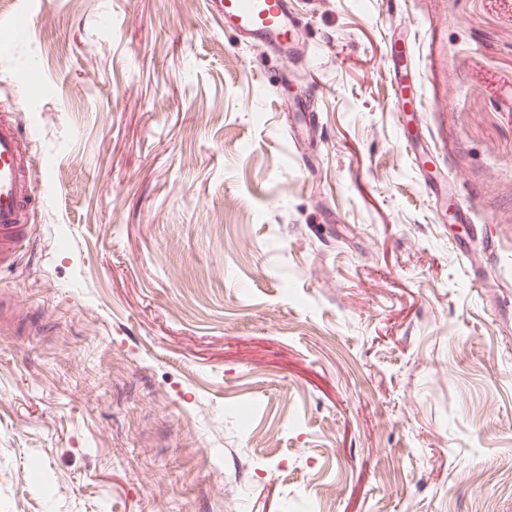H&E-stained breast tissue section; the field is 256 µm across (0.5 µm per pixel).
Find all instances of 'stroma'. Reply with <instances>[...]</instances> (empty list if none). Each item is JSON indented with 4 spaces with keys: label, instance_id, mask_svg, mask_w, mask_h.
<instances>
[{
    "label": "stroma",
    "instance_id": "35a3bbf8",
    "mask_svg": "<svg viewBox=\"0 0 512 512\" xmlns=\"http://www.w3.org/2000/svg\"><path fill=\"white\" fill-rule=\"evenodd\" d=\"M298 14L285 58L218 0H0L43 201L0 270V512H512V287L425 181L512 259V0ZM391 64V70L396 88L399 89L402 86V78L407 76L410 78L414 77L415 81L419 83L420 66L416 61H409L405 55L402 65L398 66L393 58L391 59ZM398 89L395 90L396 99L394 101V106L398 112H407V103L402 99V97L398 96Z\"/></svg>",
    "mask_w": 512,
    "mask_h": 512
}]
</instances>
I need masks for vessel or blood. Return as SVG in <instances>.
<instances>
[{
  "label": "vessel or blood",
  "instance_id": "obj_1",
  "mask_svg": "<svg viewBox=\"0 0 512 512\" xmlns=\"http://www.w3.org/2000/svg\"><path fill=\"white\" fill-rule=\"evenodd\" d=\"M224 29L239 41L259 40L283 52L298 38L300 19L292 0H220ZM26 131L16 108L0 106V265L13 264L37 203Z\"/></svg>",
  "mask_w": 512,
  "mask_h": 512
}]
</instances>
